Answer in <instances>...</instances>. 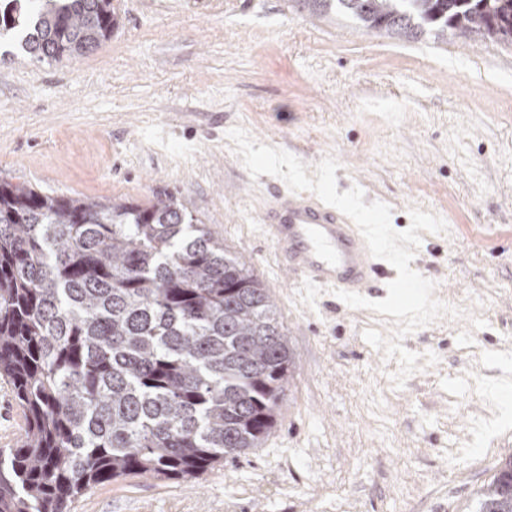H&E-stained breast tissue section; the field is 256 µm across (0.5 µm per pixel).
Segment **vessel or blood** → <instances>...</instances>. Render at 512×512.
I'll list each match as a JSON object with an SVG mask.
<instances>
[{"mask_svg":"<svg viewBox=\"0 0 512 512\" xmlns=\"http://www.w3.org/2000/svg\"><path fill=\"white\" fill-rule=\"evenodd\" d=\"M262 222L281 265L307 285L359 293L387 277L388 262L370 255L357 226L317 197L275 193Z\"/></svg>","mask_w":512,"mask_h":512,"instance_id":"obj_1","label":"vessel or blood"}]
</instances>
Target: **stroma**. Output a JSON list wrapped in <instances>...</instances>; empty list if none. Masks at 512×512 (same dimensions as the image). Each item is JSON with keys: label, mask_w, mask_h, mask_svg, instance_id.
Listing matches in <instances>:
<instances>
[{"label": "stroma", "mask_w": 512, "mask_h": 512, "mask_svg": "<svg viewBox=\"0 0 512 512\" xmlns=\"http://www.w3.org/2000/svg\"><path fill=\"white\" fill-rule=\"evenodd\" d=\"M94 51L32 60L0 39V180L65 197L169 193L269 289L293 361L260 447L196 478L128 476L71 512H471L512 455V43L405 41L297 0H114ZM284 149L307 176L335 157L338 191L440 216L412 269L461 309L406 336L419 369L363 338L394 319L305 286L259 213L279 178L251 177L227 133ZM26 420L0 378V448Z\"/></svg>", "instance_id": "obj_1"}]
</instances>
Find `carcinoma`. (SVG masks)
I'll list each match as a JSON object with an SVG mask.
<instances>
[{
  "instance_id": "carcinoma-1",
  "label": "carcinoma",
  "mask_w": 512,
  "mask_h": 512,
  "mask_svg": "<svg viewBox=\"0 0 512 512\" xmlns=\"http://www.w3.org/2000/svg\"><path fill=\"white\" fill-rule=\"evenodd\" d=\"M320 16L419 41H512V0H299ZM112 0H0L40 61L112 35ZM268 288L168 195L144 203L0 181V377L26 417L0 449V512H70L98 484L191 479L259 447L290 377ZM475 512H512V457Z\"/></svg>"
}]
</instances>
